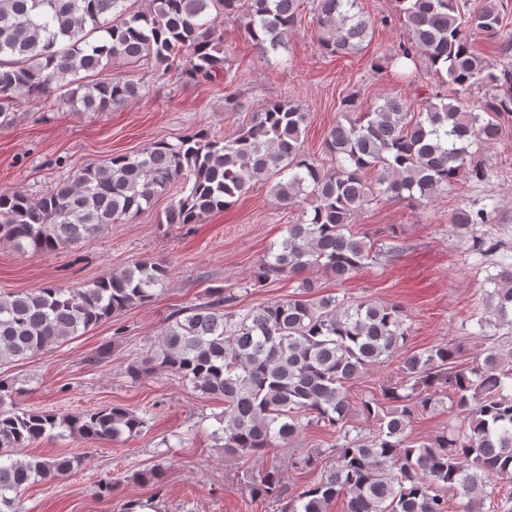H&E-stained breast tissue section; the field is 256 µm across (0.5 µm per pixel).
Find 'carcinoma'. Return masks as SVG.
<instances>
[{"label": "carcinoma", "instance_id": "obj_1", "mask_svg": "<svg viewBox=\"0 0 512 512\" xmlns=\"http://www.w3.org/2000/svg\"><path fill=\"white\" fill-rule=\"evenodd\" d=\"M408 38L393 59L424 60L446 73L444 87L418 112L385 97L361 112L342 100L340 120L325 140L334 164L318 165L303 150L308 119L293 100L266 102L231 138L206 129L157 141L137 152L82 167L70 181L32 200L0 193V240L48 254L74 246L105 225L130 221L184 182V195L164 211L162 224H196L224 210L259 181L274 198L300 208L281 241L270 245L252 285L273 276L299 277L298 292L243 316L225 311L224 289L171 314L134 379L155 369L178 374L207 398L224 400V455L251 457L291 444L316 423L336 433L334 464L319 480L292 492L273 466L249 487L251 499L281 502L280 512H328L338 496L346 512H498L512 502L500 480L512 476V360L489 352L481 362L461 359L448 343L406 351L407 315L397 304L350 302L318 294L304 276L320 270L344 282L368 262L399 252L353 232L365 205L384 198L427 204L460 180L483 182L478 150L496 144L512 121V67L497 71L471 46L474 36L498 40L507 23L498 0H397ZM304 0H0V117L16 99L54 100L76 112H104L142 96L140 82L101 77L116 59L142 63L188 83L214 82L227 62L211 11L246 19L248 36L265 58L288 51V35ZM321 49L356 54L371 40L375 21L359 0H312ZM489 90L474 108L461 96ZM486 208L461 209L457 227L489 222ZM491 277L490 313L512 326V263ZM161 264L135 262L82 288L43 287L0 296V367L27 359L86 331L127 307L156 298L166 286ZM399 359L403 381L356 404L348 386L369 368ZM458 421L452 430L417 445L415 419L441 403ZM359 413L377 425L356 429ZM145 420L120 405L62 417L0 410V512L27 485L63 476L81 463L70 456L19 457V449L63 429L85 440L135 435Z\"/></svg>", "mask_w": 512, "mask_h": 512}]
</instances>
